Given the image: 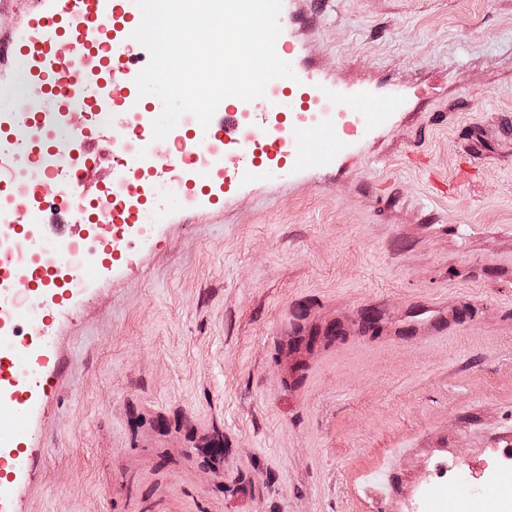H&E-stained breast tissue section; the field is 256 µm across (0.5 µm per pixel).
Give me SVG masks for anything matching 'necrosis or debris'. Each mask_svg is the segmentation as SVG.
<instances>
[{
  "label": "necrosis or debris",
  "instance_id": "1",
  "mask_svg": "<svg viewBox=\"0 0 512 512\" xmlns=\"http://www.w3.org/2000/svg\"><path fill=\"white\" fill-rule=\"evenodd\" d=\"M122 23V18H112L92 49L72 58L76 72L90 86V98L60 105L43 96L25 71L15 75L14 99L20 110L49 116L45 132L62 148L51 153L49 159H28L18 164L8 196L0 198V211L18 216L26 228V242L21 245L12 225L0 223V269H9L13 274L12 280L0 281V342L8 337L7 327L14 324L18 306L13 296L15 289L34 281L36 273L62 265L69 275L61 279V288L71 295L82 291L87 282L80 269L89 258L121 253L133 248L138 239L152 236L164 195L180 193L186 207H195V197L185 191L187 171L207 179L221 171L217 149L187 150L186 134L169 138L161 149L135 136V129L153 123L161 110L155 105L143 108L140 97L133 95L114 74L118 62L112 48L119 39ZM266 94L274 112L291 114L292 123L287 126L275 121L262 135L241 140L242 150L251 155L257 170L296 151L298 139L290 135V127L308 125L324 116L343 137H352L357 131L356 111L331 112L316 99L304 106L295 104L279 82L267 87ZM117 122L124 127V136L114 139L111 148H103L99 131ZM106 158L111 165L95 195L76 201L61 222H47L36 204L47 184L62 181L75 170L90 173ZM83 223L88 224L89 233L70 237L67 225ZM103 226L108 227V234H100Z\"/></svg>",
  "mask_w": 512,
  "mask_h": 512
}]
</instances>
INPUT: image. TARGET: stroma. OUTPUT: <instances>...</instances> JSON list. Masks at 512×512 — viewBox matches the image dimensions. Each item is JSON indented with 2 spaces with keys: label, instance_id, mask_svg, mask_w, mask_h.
I'll return each instance as SVG.
<instances>
[{
  "label": "stroma",
  "instance_id": "35a3bbf8",
  "mask_svg": "<svg viewBox=\"0 0 512 512\" xmlns=\"http://www.w3.org/2000/svg\"><path fill=\"white\" fill-rule=\"evenodd\" d=\"M281 13L357 134L225 158L211 209L20 314L49 358L5 512H512V0Z\"/></svg>",
  "mask_w": 512,
  "mask_h": 512
}]
</instances>
